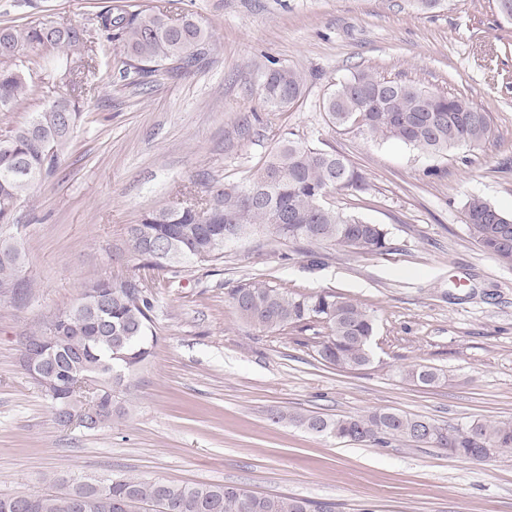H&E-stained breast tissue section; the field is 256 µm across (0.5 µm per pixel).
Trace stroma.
Listing matches in <instances>:
<instances>
[{"label":"stroma","instance_id":"35a3bbf8","mask_svg":"<svg viewBox=\"0 0 512 512\" xmlns=\"http://www.w3.org/2000/svg\"><path fill=\"white\" fill-rule=\"evenodd\" d=\"M101 0H0V26L49 21L87 30L96 70L82 76L76 142L17 214L26 292L0 294V493L42 492L78 474L125 472L180 484L330 502L336 512H512V458L473 463L400 439L365 447L321 436L279 411L360 415L390 409L463 427L512 420V267L468 236V196L512 215V48L490 57L503 20L494 0H174L210 36L190 74L124 75L102 45ZM305 78L299 101L263 104L273 66ZM359 69L471 98L492 135L443 156L331 127L323 101ZM284 136L344 153L363 191L329 204L388 229L393 249L360 254L257 236L158 289V344L134 377L131 411L95 430L59 427L21 367L24 336L72 306L83 286L125 272L127 228L179 192L256 172ZM266 280L332 290L376 317L372 361L321 362L302 331L242 323L228 292ZM438 369L439 384L404 379Z\"/></svg>","mask_w":512,"mask_h":512}]
</instances>
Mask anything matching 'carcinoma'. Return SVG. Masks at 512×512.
<instances>
[{
	"mask_svg": "<svg viewBox=\"0 0 512 512\" xmlns=\"http://www.w3.org/2000/svg\"><path fill=\"white\" fill-rule=\"evenodd\" d=\"M105 42L118 45L123 72L139 77L164 71H188L208 44L205 31L189 16L174 18L162 5H106L96 15ZM82 28L35 25L0 27V112H11L40 93L30 83V67L17 60L19 51L52 47L63 55L82 57L86 47ZM304 77L281 66L265 75L263 102L273 111L296 103ZM330 125L355 129L375 140L400 141L426 153L446 155L459 146H478L492 133L491 116L465 97L442 94L417 84L386 79L360 70L341 83L323 102ZM80 112L75 100L59 93L43 98L29 120L0 138V289L24 287L19 273L25 253L4 238L18 223L17 207L52 175L60 155L76 138ZM363 177L350 159L336 150L284 138L268 153L257 172L239 181H226L200 199L201 211L173 202L141 215L129 227V247L137 263L126 274L86 284L77 301L24 337L22 345L51 337L42 355L47 373L59 370L58 386H38L55 422L66 427L83 405L77 384L94 388L102 400L96 429L128 413L134 375L149 362L158 342L151 313L153 272L179 274L193 265L224 261L227 246L263 235L276 242L341 245L364 254L392 250L389 231L327 205V194L360 190ZM466 230L473 242L500 263L512 266V217L489 201L469 197L463 206ZM238 317L262 331L296 329L318 323L324 329L316 346L318 357L342 370L371 363L373 311L331 291H290L266 281L242 282L228 293ZM443 374L425 365H412L405 379L421 386L438 383ZM318 435H330L363 446H383L402 438L433 448H455L456 456H512V421L477 420L465 427L440 424L421 416L380 410L330 418L312 413H281ZM65 481L52 492L24 493L33 497L31 512H334V504L286 495H261L222 484H178L125 473L110 475L108 486L92 490L84 509L74 508L71 486Z\"/></svg>",
	"mask_w": 512,
	"mask_h": 512,
	"instance_id": "cac0c4a2",
	"label": "carcinoma"
}]
</instances>
